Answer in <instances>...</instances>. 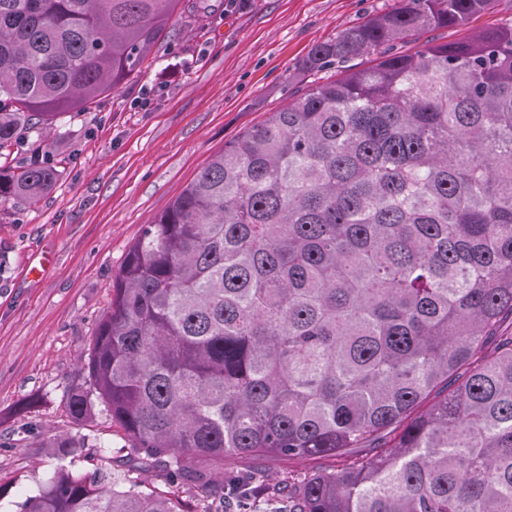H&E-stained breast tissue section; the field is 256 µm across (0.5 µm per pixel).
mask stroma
I'll return each instance as SVG.
<instances>
[{
    "mask_svg": "<svg viewBox=\"0 0 512 512\" xmlns=\"http://www.w3.org/2000/svg\"><path fill=\"white\" fill-rule=\"evenodd\" d=\"M208 2V11L176 15L121 88L11 148L14 170L37 161L58 177L36 203L0 202V512H19L57 463L76 473L100 466L84 438L111 445L113 457L128 453L104 416L74 421L66 396L84 380L130 247L225 143L288 103L312 46L397 4ZM63 442L72 445L64 458ZM260 468L282 482L310 465L224 460L228 476Z\"/></svg>",
    "mask_w": 512,
    "mask_h": 512,
    "instance_id": "obj_1",
    "label": "stroma"
}]
</instances>
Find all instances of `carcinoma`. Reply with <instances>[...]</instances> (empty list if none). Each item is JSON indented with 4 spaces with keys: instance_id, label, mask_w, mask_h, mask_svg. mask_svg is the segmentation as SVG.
<instances>
[{
    "instance_id": "obj_1",
    "label": "carcinoma",
    "mask_w": 512,
    "mask_h": 512,
    "mask_svg": "<svg viewBox=\"0 0 512 512\" xmlns=\"http://www.w3.org/2000/svg\"><path fill=\"white\" fill-rule=\"evenodd\" d=\"M182 2L0 0L1 201L57 179L12 170L19 135L120 88ZM492 2L398 0L313 46L314 79L144 225L70 416L105 410L140 464L220 504L227 456L331 457L229 496L512 512V25L423 38ZM130 472L61 464L20 512H183Z\"/></svg>"
}]
</instances>
